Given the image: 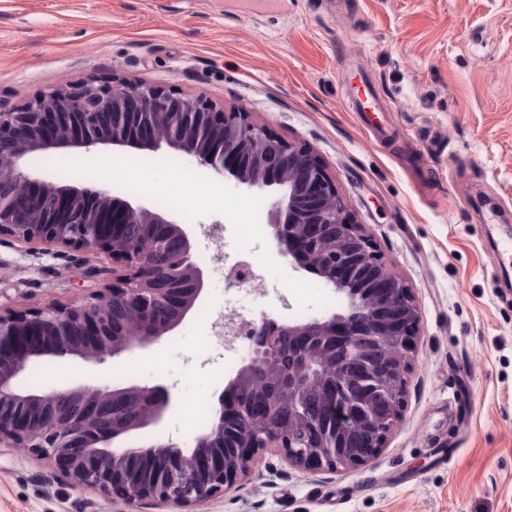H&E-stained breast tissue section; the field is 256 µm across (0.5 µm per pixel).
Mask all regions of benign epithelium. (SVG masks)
I'll list each match as a JSON object with an SVG mask.
<instances>
[{
	"mask_svg": "<svg viewBox=\"0 0 512 512\" xmlns=\"http://www.w3.org/2000/svg\"><path fill=\"white\" fill-rule=\"evenodd\" d=\"M112 146L181 152L251 191L271 193L268 224L279 254L322 277L344 309L306 322L245 320L251 357L228 382L211 430L184 450L172 442L120 445L159 424L171 405L163 385L79 384L29 392L19 376L44 357L100 362L145 350L181 326L203 296L205 273L181 225L107 189L33 179L36 152ZM141 236L123 235L126 224ZM45 249L104 254L112 282L70 301L0 309V446L48 460L72 485L128 502L154 500L185 512L224 492L259 451L276 448L298 468H357L379 456L402 418L404 386L420 315L413 287L390 271L323 161L248 112H217L202 95L146 82L89 78L42 92L0 112V237ZM120 301L129 319L112 317ZM270 359L272 387L244 401ZM288 395V424L307 411L302 437L261 436L248 418L268 415ZM243 432L224 457V429Z\"/></svg>",
	"mask_w": 512,
	"mask_h": 512,
	"instance_id": "benign-epithelium-1",
	"label": "benign epithelium"
}]
</instances>
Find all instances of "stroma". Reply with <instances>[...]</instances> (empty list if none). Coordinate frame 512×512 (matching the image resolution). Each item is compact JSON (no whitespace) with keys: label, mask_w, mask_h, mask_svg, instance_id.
I'll return each instance as SVG.
<instances>
[{"label":"stroma","mask_w":512,"mask_h":512,"mask_svg":"<svg viewBox=\"0 0 512 512\" xmlns=\"http://www.w3.org/2000/svg\"><path fill=\"white\" fill-rule=\"evenodd\" d=\"M371 76L391 126L375 139L349 105V77ZM123 78L242 109L312 149L335 175L385 263L414 288L420 313L405 406L382 454L355 469L308 470L262 451L248 473L196 512H512V0H285L249 14L225 0H0V111L89 78ZM91 157L141 162L168 181L146 194L119 178L63 174L69 150L35 154L32 177L109 188L152 205L192 234L193 255L223 240L261 251L247 319L324 317L344 299L295 270L267 230L268 202L184 154L109 147ZM263 225L254 233L253 225ZM112 279L104 256L0 238V308L69 301ZM300 296L294 309L284 296ZM226 357L190 317L150 349L104 363L45 358L20 382L160 383L172 405L135 433L193 447L201 407L248 362ZM0 512H179L74 487L49 461L0 447Z\"/></svg>","instance_id":"obj_1"}]
</instances>
